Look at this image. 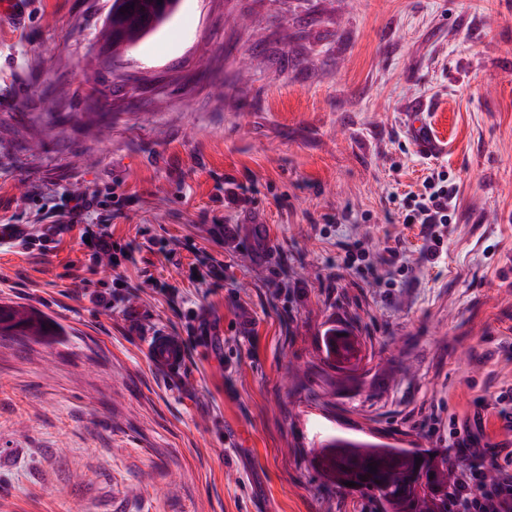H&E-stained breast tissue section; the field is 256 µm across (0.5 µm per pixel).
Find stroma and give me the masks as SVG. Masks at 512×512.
Segmentation results:
<instances>
[{"label":"stroma","instance_id":"obj_1","mask_svg":"<svg viewBox=\"0 0 512 512\" xmlns=\"http://www.w3.org/2000/svg\"><path fill=\"white\" fill-rule=\"evenodd\" d=\"M110 7L0 11V225L98 191L132 254L0 241V304L63 330L0 336V512H380L315 469L336 435L442 456L480 426L512 475V0H181L118 58ZM433 168L435 258L393 202ZM143 348L149 361L166 372H179L184 365L185 348L180 336L151 333L145 336Z\"/></svg>","mask_w":512,"mask_h":512}]
</instances>
